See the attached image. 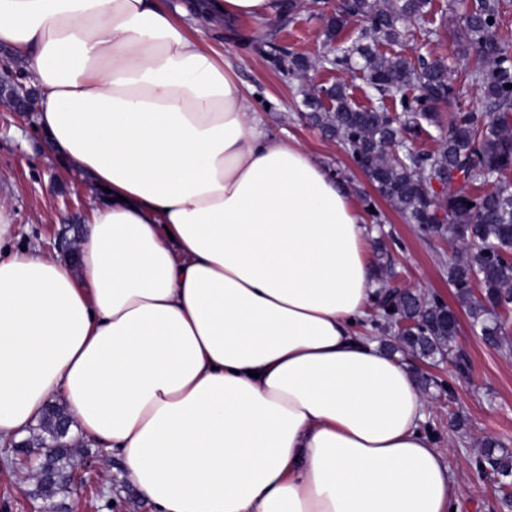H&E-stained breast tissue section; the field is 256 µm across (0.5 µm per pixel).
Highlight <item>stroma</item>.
Masks as SVG:
<instances>
[{
	"label": "stroma",
	"instance_id": "obj_1",
	"mask_svg": "<svg viewBox=\"0 0 512 512\" xmlns=\"http://www.w3.org/2000/svg\"><path fill=\"white\" fill-rule=\"evenodd\" d=\"M336 0H306L294 22L278 28L275 22L249 18L235 29L212 23V41L223 43L224 54L236 67L239 79L252 90L273 134L294 136L310 148L329 170L350 188L364 221L385 246L384 261L398 282L413 284L428 295L455 304V290L448 282L446 265L453 249L447 240L429 237L373 190L343 146L325 137L303 119L300 84L289 81L264 56L267 44L310 58L324 52L325 15L333 13ZM462 10H449L439 37L425 39L419 27L405 30L407 55L443 57L450 69L458 64L451 53L461 30ZM96 192L47 154L32 122L0 105V204L6 205L17 228L15 246L54 252L57 233L64 224L87 226ZM457 348L468 368L458 372L454 358L429 364L408 359L409 369H420L434 378L426 396L422 429L448 455L457 481V512H512L502 502L498 488L478 480L473 460L479 442L487 437L512 449V334L504 349L488 346L467 328ZM75 463L90 465L91 476L80 494L68 496L73 512H155L154 505L125 481L123 462L90 441H81ZM31 479L0 455V512H30Z\"/></svg>",
	"mask_w": 512,
	"mask_h": 512
}]
</instances>
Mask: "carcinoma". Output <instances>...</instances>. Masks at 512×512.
<instances>
[{"instance_id":"1","label":"carcinoma","mask_w":512,"mask_h":512,"mask_svg":"<svg viewBox=\"0 0 512 512\" xmlns=\"http://www.w3.org/2000/svg\"><path fill=\"white\" fill-rule=\"evenodd\" d=\"M502 0H474L466 6L464 25L455 42L457 55L477 56L465 79L480 87L495 110L490 121L477 112L457 109L448 113V135L430 152L395 155L381 148L402 132L419 136L424 124H440V103L453 107L457 95L445 62L418 56L411 59L398 50L403 30L422 25L425 36L438 35L447 9L433 0H344L327 18L326 47L353 18L364 23V34L345 50L331 55L329 67L363 74L369 87L390 99L392 106L359 107L350 86L334 81L314 91L303 90L311 109L308 119L323 134L336 139L350 154L377 194L427 234L455 239L475 251L448 259V282L472 329L496 348L507 336L512 306V184L498 181L492 190L473 195L480 186L512 166V35L500 28ZM494 23H488V18ZM268 55L279 70L300 79L314 67L299 54L285 55L270 47ZM329 98L327 106L323 98ZM444 189L437 193L431 180ZM484 290L477 298L473 283ZM387 331L405 319L409 325L396 344L416 359L435 360L449 355L461 331L456 311L437 296L383 286L379 300ZM36 444L57 450V462L68 466L69 444L74 439L58 432L53 420L40 419ZM478 478L486 470L502 477L512 475V451L487 438L474 461Z\"/></svg>"}]
</instances>
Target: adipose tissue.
Instances as JSON below:
<instances>
[{
	"label": "adipose tissue",
	"mask_w": 512,
	"mask_h": 512,
	"mask_svg": "<svg viewBox=\"0 0 512 512\" xmlns=\"http://www.w3.org/2000/svg\"><path fill=\"white\" fill-rule=\"evenodd\" d=\"M280 0H0L47 152L99 192L78 264L0 206V439L58 398L157 512H452L353 197L270 133L203 25Z\"/></svg>",
	"instance_id": "obj_1"
}]
</instances>
